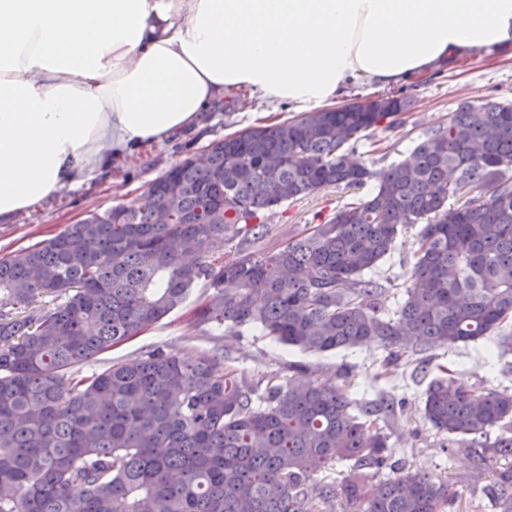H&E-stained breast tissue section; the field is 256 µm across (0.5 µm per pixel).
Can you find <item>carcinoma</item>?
Segmentation results:
<instances>
[{
    "instance_id": "obj_1",
    "label": "carcinoma",
    "mask_w": 512,
    "mask_h": 512,
    "mask_svg": "<svg viewBox=\"0 0 512 512\" xmlns=\"http://www.w3.org/2000/svg\"><path fill=\"white\" fill-rule=\"evenodd\" d=\"M351 102L253 126L186 158L139 202L69 224L0 257V512H442L448 481L382 476L395 398L352 399L336 380L299 376L264 391L205 352L163 349L91 375L79 367L148 330L204 282L196 326H250L308 352L377 342L398 365L436 347L490 340L512 354V103L462 104L409 157L372 170L345 163L365 133L394 127L411 100L377 112ZM375 181L283 247L251 242L264 213L328 187ZM169 221L159 220L161 212ZM410 285L393 314L369 273L407 227ZM237 257L213 258L226 241ZM61 300L53 308L44 299ZM432 379L425 419L453 445L483 449L489 496L512 512V393ZM500 429L487 446L482 439ZM350 462L340 483L314 477Z\"/></svg>"
}]
</instances>
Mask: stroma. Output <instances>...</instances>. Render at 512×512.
<instances>
[{"mask_svg": "<svg viewBox=\"0 0 512 512\" xmlns=\"http://www.w3.org/2000/svg\"><path fill=\"white\" fill-rule=\"evenodd\" d=\"M386 94L410 98L413 106L403 114L400 125L378 127L358 143L357 160L373 170L408 156L418 137L447 122L460 103L476 105L488 97L512 100V57L499 54L490 57L476 50L456 59L446 70L427 72L403 84L352 87L343 100L347 103L365 101ZM298 115L294 105L269 104L254 98L244 107L219 104L202 114L198 126L152 146L145 157L96 172L80 185L62 189L32 210L15 214L9 223H0V257L49 239L66 225L91 213L139 200L155 179L224 135L250 126L292 120ZM368 192L365 186L328 187L284 204L267 213L265 231L256 240L255 247L260 251L278 249L305 225L332 216L336 209ZM416 234L413 228L403 231L390 257L375 273L378 281L391 279L395 282L387 295L386 310H393L402 296L401 287L409 276L417 248ZM206 294V288L193 289L181 307L152 329L83 366V373L103 371L113 363L157 347L184 358L205 351L223 352L238 372L264 383L281 382L290 377L291 367L298 365L303 366L306 378L311 381L335 376L339 365H351L352 374L346 381L351 397L373 399L379 390L390 389L405 401L403 407L397 408L388 428L386 454L389 460L451 483L458 495L449 512H492L486 497L493 480L491 469L476 473L473 452L449 446L447 439L425 420L421 394L443 365L453 370L455 377L467 386L512 390V355L500 361L491 359L484 340L465 346L436 348L430 350L428 364L412 360L393 368L388 378L380 380L376 374L385 352L374 344L312 353L275 343L252 328H243L241 335L234 336L197 327L192 311L203 302Z\"/></svg>", "mask_w": 512, "mask_h": 512, "instance_id": "1", "label": "stroma"}]
</instances>
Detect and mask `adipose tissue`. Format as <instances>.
I'll return each instance as SVG.
<instances>
[{
	"label": "adipose tissue",
	"instance_id": "obj_1",
	"mask_svg": "<svg viewBox=\"0 0 512 512\" xmlns=\"http://www.w3.org/2000/svg\"><path fill=\"white\" fill-rule=\"evenodd\" d=\"M512 49V0H0V223L198 125Z\"/></svg>",
	"mask_w": 512,
	"mask_h": 512
}]
</instances>
